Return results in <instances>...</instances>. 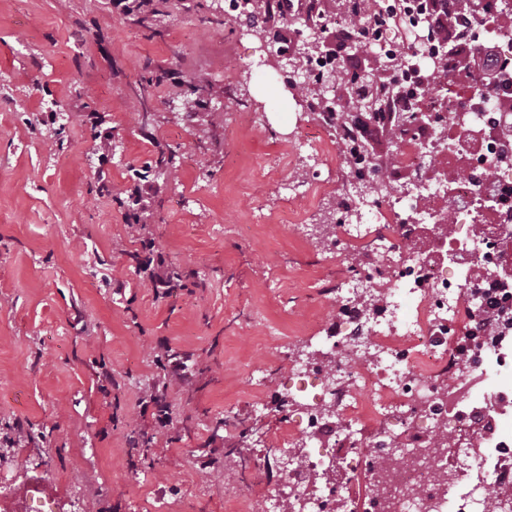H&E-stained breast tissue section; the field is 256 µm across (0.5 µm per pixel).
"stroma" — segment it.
Wrapping results in <instances>:
<instances>
[{"label":"stroma","instance_id":"obj_1","mask_svg":"<svg viewBox=\"0 0 512 512\" xmlns=\"http://www.w3.org/2000/svg\"><path fill=\"white\" fill-rule=\"evenodd\" d=\"M225 0H167L141 25L110 0H0V483L6 512H241L232 472L275 442L277 414L253 402L285 373L287 347L323 335L336 314L339 262L294 235L287 212L327 213L346 179L335 147L323 184L287 201L295 146L317 120L278 67H245L248 44ZM166 71L148 90L153 117L129 99L144 63ZM202 98L201 108L187 103ZM112 129L108 156L83 122ZM147 231L184 290L164 300L136 271L139 242L114 199L158 156ZM164 337L190 374L168 396L160 434L138 400L159 380ZM107 367L120 387L99 389Z\"/></svg>","mask_w":512,"mask_h":512}]
</instances>
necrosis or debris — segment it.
<instances>
[{"label":"necrosis or debris","mask_w":512,"mask_h":512,"mask_svg":"<svg viewBox=\"0 0 512 512\" xmlns=\"http://www.w3.org/2000/svg\"><path fill=\"white\" fill-rule=\"evenodd\" d=\"M505 0L459 17L458 40L430 37L399 74L392 115L404 125L390 192L356 197L345 183L334 245L339 256L377 239L357 269H342L340 309L316 343L286 356V377L254 414L284 412L290 426L279 455L255 454L236 482L279 478L248 512H485L490 482L512 486V433L499 423L512 409V24ZM495 51L506 78L474 90ZM448 65L434 99L415 95L431 58ZM323 139L298 143L305 176L283 195H306L322 174ZM374 389L373 402L361 394ZM458 438L449 459L443 436ZM360 477L359 498L349 482Z\"/></svg>","instance_id":"1"}]
</instances>
